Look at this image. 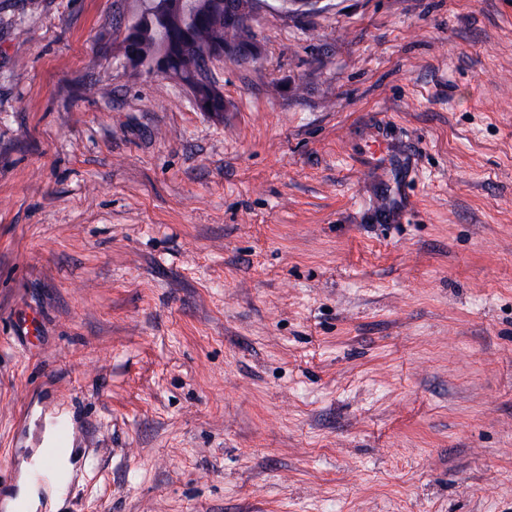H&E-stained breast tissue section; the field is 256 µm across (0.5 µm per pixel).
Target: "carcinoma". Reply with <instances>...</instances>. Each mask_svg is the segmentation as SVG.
<instances>
[{
    "label": "carcinoma",
    "instance_id": "1",
    "mask_svg": "<svg viewBox=\"0 0 512 512\" xmlns=\"http://www.w3.org/2000/svg\"><path fill=\"white\" fill-rule=\"evenodd\" d=\"M213 2L215 0H186L188 16L181 25L166 13L144 19L143 34L139 41L127 42L126 51L138 54L145 65L163 54L180 80L191 81L199 62L214 47L235 42L244 33L240 27L224 25ZM197 92L206 102L205 110L224 112V94L213 92L205 84L198 85Z\"/></svg>",
    "mask_w": 512,
    "mask_h": 512
}]
</instances>
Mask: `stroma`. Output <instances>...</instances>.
Returning a JSON list of instances; mask_svg holds the SVG:
<instances>
[{
	"label": "stroma",
	"mask_w": 512,
	"mask_h": 512,
	"mask_svg": "<svg viewBox=\"0 0 512 512\" xmlns=\"http://www.w3.org/2000/svg\"><path fill=\"white\" fill-rule=\"evenodd\" d=\"M145 0H0V502L512 512V0H258L227 109Z\"/></svg>",
	"instance_id": "stroma-1"
}]
</instances>
